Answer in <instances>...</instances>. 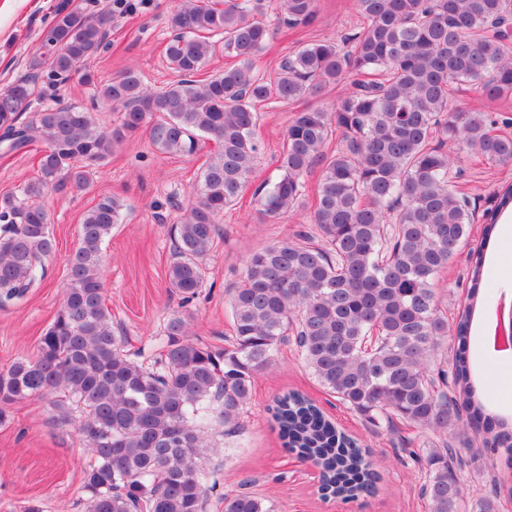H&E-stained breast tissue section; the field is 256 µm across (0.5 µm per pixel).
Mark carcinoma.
Here are the masks:
<instances>
[{"instance_id": "carcinoma-1", "label": "carcinoma", "mask_w": 512, "mask_h": 512, "mask_svg": "<svg viewBox=\"0 0 512 512\" xmlns=\"http://www.w3.org/2000/svg\"><path fill=\"white\" fill-rule=\"evenodd\" d=\"M261 2L180 0L166 20L164 49L179 79L158 89L133 66L98 81L93 62L109 46L112 14L91 19L61 8L27 74L0 90V153L41 146L36 175L0 196L3 306L45 278L56 248L48 194L85 191L96 168L141 130L164 154L192 156L204 138L217 144L173 230L168 288L184 304L205 288L218 218L244 202L261 154L255 131L262 107L299 109L284 134L278 177L253 193L259 213L276 218L305 207L304 176L318 173L316 234L251 254L230 289L232 336L224 347L193 341L177 311L150 364L124 353L103 298L102 245L121 223L123 204L103 196L84 213L54 321L35 355L0 371V420L10 405L41 397L67 422L68 408L52 396L71 400L91 455L87 512H205L207 492L219 480L201 464L199 426L212 420L236 432L255 378L275 368L287 344L347 409L420 433L446 435L463 419L502 451L512 471V414L489 399L467 351L484 305L485 247L499 216L512 210V185L483 214L463 310L448 317L435 292L477 212L475 200L453 184L460 171L451 147L512 165V136L493 133L498 120L457 108L449 96L456 84L493 99L512 97V0H353L361 31L340 43L303 42L269 77L254 69L275 35L259 17ZM271 8L293 28L316 16V0H271ZM219 52L228 59L224 70L201 77ZM73 80L93 87L90 103L57 98ZM338 85L336 104H308ZM100 102L119 113L111 127L93 116ZM450 335L458 341L451 364L443 355ZM272 418L285 448L320 468L324 497L350 503L373 493L379 474L368 447L312 399L286 392ZM477 459L465 437L458 448L445 439L429 449L421 486L429 512H462L464 475ZM224 512L274 507L240 491L224 496Z\"/></svg>"}]
</instances>
